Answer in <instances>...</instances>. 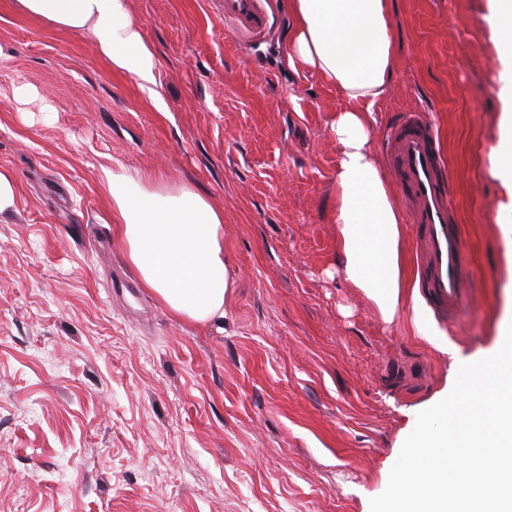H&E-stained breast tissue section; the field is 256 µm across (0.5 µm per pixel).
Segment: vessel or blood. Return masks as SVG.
I'll return each mask as SVG.
<instances>
[{
	"mask_svg": "<svg viewBox=\"0 0 512 512\" xmlns=\"http://www.w3.org/2000/svg\"><path fill=\"white\" fill-rule=\"evenodd\" d=\"M268 4L269 0H224V20L236 34H262L270 24ZM386 151L420 243L422 292L432 306L456 318L470 303L466 247L450 206L452 183L426 111L401 113L388 135Z\"/></svg>",
	"mask_w": 512,
	"mask_h": 512,
	"instance_id": "obj_1",
	"label": "vessel or blood"
}]
</instances>
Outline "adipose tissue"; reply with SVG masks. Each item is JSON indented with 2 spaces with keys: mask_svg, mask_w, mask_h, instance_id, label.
Instances as JSON below:
<instances>
[{
  "mask_svg": "<svg viewBox=\"0 0 512 512\" xmlns=\"http://www.w3.org/2000/svg\"><path fill=\"white\" fill-rule=\"evenodd\" d=\"M21 2L34 15L91 33L114 68L135 75L144 89L155 85L157 59L131 17L129 0ZM289 8L288 63L311 69L346 101L331 125L337 268L384 322L412 308L419 335L447 350L425 298L406 280L400 209L371 148L374 112L396 66L389 0H290ZM486 22L504 68L493 170L512 189V0H490ZM98 179L112 198L117 234L144 287L177 317L198 323L223 317L231 280L222 212L190 188L151 190L120 169L100 167Z\"/></svg>",
  "mask_w": 512,
  "mask_h": 512,
  "instance_id": "adipose-tissue-1",
  "label": "adipose tissue"
}]
</instances>
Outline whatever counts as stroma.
I'll use <instances>...</instances> for the list:
<instances>
[{
    "mask_svg": "<svg viewBox=\"0 0 512 512\" xmlns=\"http://www.w3.org/2000/svg\"><path fill=\"white\" fill-rule=\"evenodd\" d=\"M240 37L224 0H130L154 92L89 33L0 0V512H370L418 413L512 307V193L492 170L502 65L489 0H390L397 65L372 143L424 109L454 177L472 301L447 351L336 272V89L286 63V0ZM35 101H16L20 86ZM119 165L224 215V316L142 287L98 180Z\"/></svg>",
    "mask_w": 512,
    "mask_h": 512,
    "instance_id": "stroma-1",
    "label": "stroma"
}]
</instances>
